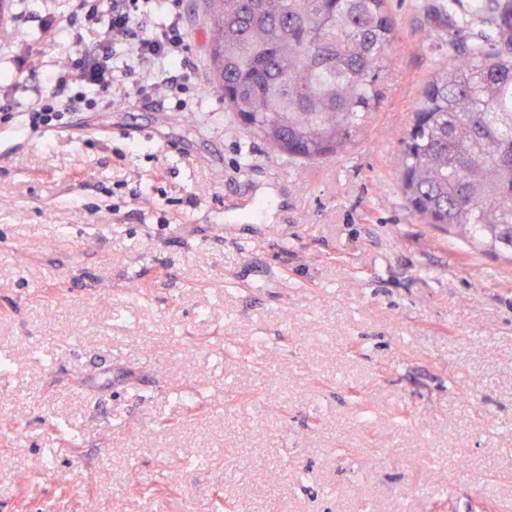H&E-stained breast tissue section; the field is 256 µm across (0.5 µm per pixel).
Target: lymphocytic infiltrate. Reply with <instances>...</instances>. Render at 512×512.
Masks as SVG:
<instances>
[{
    "label": "lymphocytic infiltrate",
    "instance_id": "obj_1",
    "mask_svg": "<svg viewBox=\"0 0 512 512\" xmlns=\"http://www.w3.org/2000/svg\"><path fill=\"white\" fill-rule=\"evenodd\" d=\"M68 25L91 24L92 51L65 57L47 75L48 88L29 103L30 130L63 125L66 116L137 96L176 100L199 85V69L188 57L180 25L182 0H74Z\"/></svg>",
    "mask_w": 512,
    "mask_h": 512
}]
</instances>
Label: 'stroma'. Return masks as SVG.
<instances>
[{
  "mask_svg": "<svg viewBox=\"0 0 512 512\" xmlns=\"http://www.w3.org/2000/svg\"><path fill=\"white\" fill-rule=\"evenodd\" d=\"M474 2L389 0L381 104L330 161L288 160L225 110L202 0L181 9L187 108L0 123V512H211L218 490L232 512H512V260L419 220L397 166L436 65L491 28ZM72 8L0 13L16 111L91 48ZM174 473L178 491L130 488Z\"/></svg>",
  "mask_w": 512,
  "mask_h": 512,
  "instance_id": "stroma-1",
  "label": "stroma"
}]
</instances>
